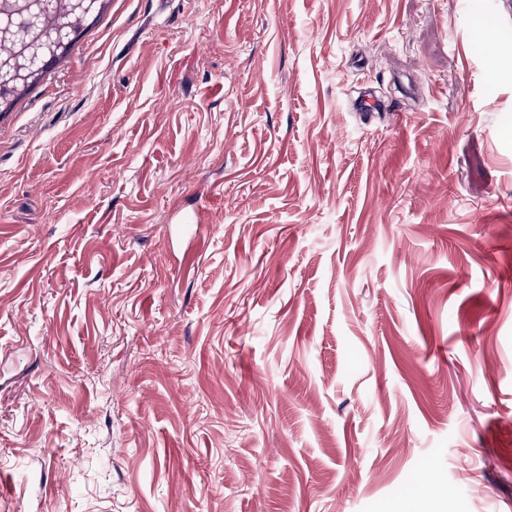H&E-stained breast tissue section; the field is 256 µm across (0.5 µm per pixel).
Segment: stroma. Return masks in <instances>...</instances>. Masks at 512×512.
<instances>
[{"label": "stroma", "instance_id": "obj_1", "mask_svg": "<svg viewBox=\"0 0 512 512\" xmlns=\"http://www.w3.org/2000/svg\"><path fill=\"white\" fill-rule=\"evenodd\" d=\"M506 43L112 0L0 115V512H512Z\"/></svg>", "mask_w": 512, "mask_h": 512}]
</instances>
